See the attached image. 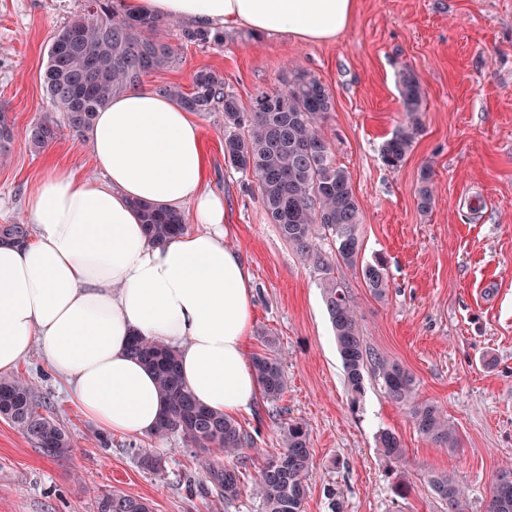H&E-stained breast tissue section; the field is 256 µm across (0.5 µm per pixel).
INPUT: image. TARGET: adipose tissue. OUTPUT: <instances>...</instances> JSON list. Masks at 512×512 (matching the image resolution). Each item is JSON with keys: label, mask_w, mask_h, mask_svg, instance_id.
<instances>
[{"label": "adipose tissue", "mask_w": 512, "mask_h": 512, "mask_svg": "<svg viewBox=\"0 0 512 512\" xmlns=\"http://www.w3.org/2000/svg\"><path fill=\"white\" fill-rule=\"evenodd\" d=\"M133 14L335 39L354 0H124ZM96 170L55 168L24 203L25 242L0 240V374L35 345L71 403L109 433L156 434L164 401L128 352L142 336L176 350L194 399L232 416L259 385L247 357L251 278L224 243V200L204 187L201 128L191 112L141 87L115 96L88 141ZM188 208L192 231L149 237L139 205Z\"/></svg>", "instance_id": "obj_1"}]
</instances>
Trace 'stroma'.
Listing matches in <instances>:
<instances>
[{"label": "stroma", "instance_id": "1", "mask_svg": "<svg viewBox=\"0 0 512 512\" xmlns=\"http://www.w3.org/2000/svg\"><path fill=\"white\" fill-rule=\"evenodd\" d=\"M83 4L0 0V112L13 124L0 157V224L21 221L27 191L50 168L94 172L86 137L68 127L40 152L27 139L50 109L41 75L52 39ZM160 36L178 61L147 78L150 90L189 86L201 68L222 73L247 109L260 93L285 89L296 71L327 87L325 132L361 206L364 257L386 264L387 292L374 297L342 265L335 275L351 290L366 346L408 369L419 399L443 407L461 438L455 452L421 438L407 410L376 384L352 400L317 274L268 223L256 185L225 163L223 113L198 114L205 185L223 195L224 243L252 279L249 352L281 353L285 418L310 431L305 512H331V488L341 512H443L427 482L433 471L453 475L470 512H483L496 473L512 467V0H356L350 26L321 44L244 28L225 32L220 47L183 43L170 28ZM406 66L419 75L425 103L413 148L392 169L380 151L405 123L397 80ZM427 167L434 201L424 211L417 190ZM20 373L68 432L72 451L47 456L0 416V512H95L98 496L115 488L147 499L152 512H257L248 485L225 506L190 495L182 477L195 474V459L179 435L112 434L100 447L97 424L69 402L42 347ZM236 419L256 440L250 466L278 451L282 420L263 402ZM382 429L399 436L402 463L379 455ZM141 448L164 460V475L141 468ZM399 482L410 487L406 497L394 493Z\"/></svg>", "mask_w": 512, "mask_h": 512}]
</instances>
